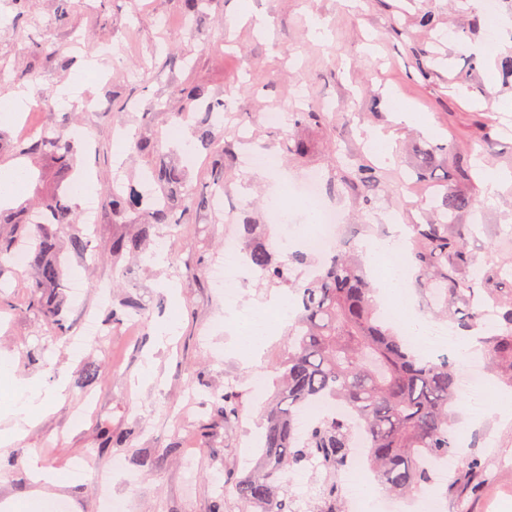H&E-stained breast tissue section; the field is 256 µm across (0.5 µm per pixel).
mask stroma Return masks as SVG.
<instances>
[{
  "mask_svg": "<svg viewBox=\"0 0 512 512\" xmlns=\"http://www.w3.org/2000/svg\"><path fill=\"white\" fill-rule=\"evenodd\" d=\"M246 5L265 18L266 30L239 20ZM64 8L73 12L76 27L56 24ZM312 16L327 22L328 40L309 37ZM158 17L167 27L155 26ZM498 19L500 28H493L484 7L470 0H213L198 17L180 0H28L20 14L0 0V96L24 91L32 102L53 101L58 87L70 83L82 98L60 110L23 109L0 131L16 140L23 120L58 131L83 126L81 162L94 171L96 184L75 206L81 216L95 206L100 218L91 252L79 257L68 245L60 247L64 328L28 311L30 271L9 275L1 292L0 357L11 373L0 375V430L13 425L5 409L18 380L40 378L48 409L0 449V504L29 501L32 512H106L93 488L106 479L120 512H245L223 482L224 469L241 467L238 440L246 429L264 428L250 376L275 378L273 366L288 345L277 334L258 352H243L238 324L284 290L251 272L239 291L240 305L225 309L223 292L198 261L220 257L226 222L249 216L269 223L267 201L281 183L317 176L324 198L345 214L337 245L359 248L380 236L386 215L404 225L424 221L437 181L417 178L419 150L455 141L457 150L438 167L464 170L456 186L476 199L457 220L467 250L477 265L501 270L493 288H512V77L500 69L512 57V8L504 7ZM492 38L499 49L477 56L475 47ZM44 41L45 54L28 53L30 44ZM82 52L95 54L96 73L78 71ZM191 83L226 102L224 136L211 154L193 162L178 147L168 159L187 165L193 191L202 192L215 159L223 158L233 218L194 214L175 261L113 266L112 239L125 227L112 215L109 189L118 176L138 185L150 163L144 155L116 160V133L125 128L146 139L168 136L184 107L182 89ZM147 100L155 107L145 117ZM397 100L411 104L419 123L394 121L390 104ZM273 109L326 112L323 125L298 129L311 144L309 153L284 156V133L260 120ZM372 131L391 137L395 162L382 166V186L367 206L355 173L373 161L366 144ZM243 134L251 146L280 155L279 174L239 165ZM479 164L503 176L495 200L482 193L474 174ZM130 295L141 304L135 330L122 314L112 317ZM88 316L103 330L101 339L86 337ZM170 319L173 335L159 337V324ZM90 365L101 379H85ZM150 367L154 381L137 384ZM61 381L66 391L58 398L54 388ZM230 392L240 396V419L228 425L222 407ZM504 397L512 398V388L494 383L484 416H462L457 426L463 457L444 478L447 512L459 501L467 512H486L491 502L512 512V409L499 408ZM33 455L50 469L69 470L77 458L87 459L89 469L85 478L38 495L27 467ZM474 457L486 469L473 490L467 461Z\"/></svg>",
  "mask_w": 512,
  "mask_h": 512,
  "instance_id": "stroma-1",
  "label": "stroma"
}]
</instances>
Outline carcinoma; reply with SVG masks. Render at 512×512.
Instances as JSON below:
<instances>
[{"mask_svg":"<svg viewBox=\"0 0 512 512\" xmlns=\"http://www.w3.org/2000/svg\"><path fill=\"white\" fill-rule=\"evenodd\" d=\"M224 111V100L208 102L205 115L196 121L194 139L184 143L195 150L207 149L217 138L210 123L211 113ZM455 143L438 144L420 151L417 176L423 178L437 167L436 154L452 152ZM130 151L151 157L152 180L162 193L158 201H146L135 189L109 192V204L115 216L132 212L137 219L133 233L112 239V257L135 253L152 230L169 228V251H174L181 236L178 226L192 211L210 208L213 194L198 195L187 188L188 172L167 161L166 143L160 139L135 137ZM10 159L33 157L52 172V181L38 184L34 206L12 209L0 200V280L11 269L13 254L21 249L34 274L29 284L28 308L39 316L59 324L62 304L58 289L64 287V275L57 256L58 237L66 227L69 248L84 254L90 239L75 224L70 201L76 194V180H67L75 170L78 140L48 129L23 140H5L0 132V166ZM457 170L448 169L444 188L433 200L435 220L412 225L411 263L418 270L417 286L444 304L453 330L469 331L484 326L483 309L494 301L496 312L492 331L482 338L489 373L512 388V293L494 295L485 283L488 277L461 274L469 259L464 235L448 233L457 214L470 209L474 198L451 187ZM357 183L365 201L377 191V170L361 165ZM37 210L42 221L33 223L30 214ZM243 247L246 263L274 286L291 289L295 315L288 326V354L276 364L280 372L274 398L266 404V430L254 468L238 473L224 472L239 501L254 512H288L292 501L284 493L286 470H300L316 461L333 476L346 462L356 431H361L365 463L382 486L399 497H410L432 486V465L456 454L458 380L448 358L420 359L412 346L393 329L373 301L374 288L365 272V264L353 252L333 250L320 269L307 279L293 280L290 266L310 263L307 253L296 251L288 261L275 258L266 240V225H244ZM341 406L342 413L319 416L305 438L296 434L295 418L313 404ZM239 414V396L224 395V423L231 424ZM323 494L334 502L332 512H346L336 481L325 484Z\"/></svg>","mask_w":512,"mask_h":512,"instance_id":"1","label":"carcinoma"}]
</instances>
